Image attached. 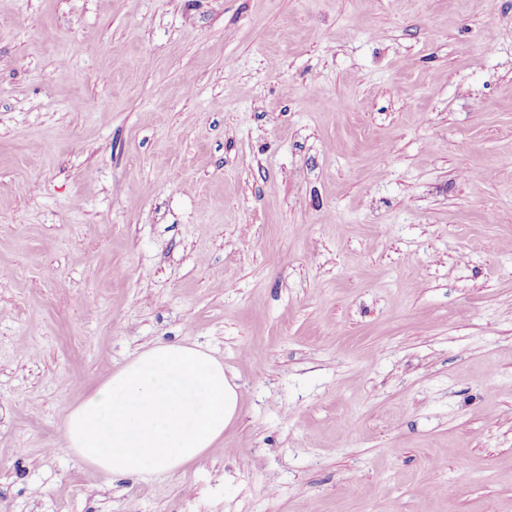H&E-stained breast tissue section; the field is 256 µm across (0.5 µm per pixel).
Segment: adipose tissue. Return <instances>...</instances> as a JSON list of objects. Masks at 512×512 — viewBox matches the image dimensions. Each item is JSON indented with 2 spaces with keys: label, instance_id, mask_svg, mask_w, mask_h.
Here are the masks:
<instances>
[{
  "label": "adipose tissue",
  "instance_id": "adipose-tissue-1",
  "mask_svg": "<svg viewBox=\"0 0 512 512\" xmlns=\"http://www.w3.org/2000/svg\"><path fill=\"white\" fill-rule=\"evenodd\" d=\"M239 392L222 361L181 343L146 347L65 417V449L112 476L178 475L218 448Z\"/></svg>",
  "mask_w": 512,
  "mask_h": 512
}]
</instances>
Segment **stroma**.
<instances>
[{
  "instance_id": "stroma-1",
  "label": "stroma",
  "mask_w": 512,
  "mask_h": 512,
  "mask_svg": "<svg viewBox=\"0 0 512 512\" xmlns=\"http://www.w3.org/2000/svg\"><path fill=\"white\" fill-rule=\"evenodd\" d=\"M159 341L238 418L107 477ZM0 512H512V0H0ZM238 404L222 361L192 345L154 344L67 414L63 446L108 475L174 476L224 443Z\"/></svg>"
}]
</instances>
